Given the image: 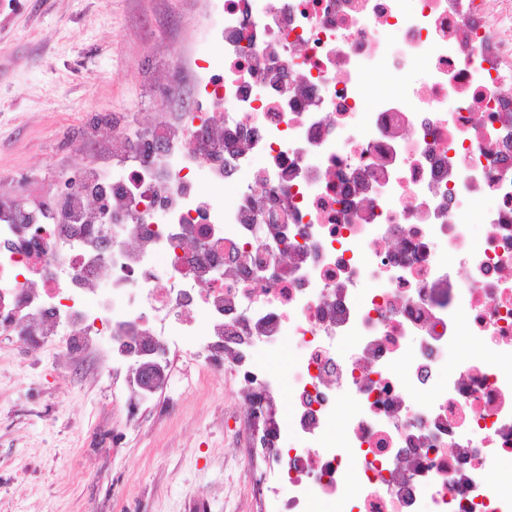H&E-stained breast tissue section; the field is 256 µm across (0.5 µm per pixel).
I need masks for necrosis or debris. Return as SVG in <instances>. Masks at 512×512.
<instances>
[{
    "mask_svg": "<svg viewBox=\"0 0 512 512\" xmlns=\"http://www.w3.org/2000/svg\"><path fill=\"white\" fill-rule=\"evenodd\" d=\"M203 26L175 121L0 206V328L108 341L134 403L141 347L231 364L267 404L261 512H512V0H208Z\"/></svg>",
    "mask_w": 512,
    "mask_h": 512,
    "instance_id": "obj_1",
    "label": "necrosis or debris"
}]
</instances>
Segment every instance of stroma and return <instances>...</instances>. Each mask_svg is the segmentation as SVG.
Masks as SVG:
<instances>
[{
    "label": "stroma",
    "instance_id": "1",
    "mask_svg": "<svg viewBox=\"0 0 512 512\" xmlns=\"http://www.w3.org/2000/svg\"><path fill=\"white\" fill-rule=\"evenodd\" d=\"M204 0H0V202L34 209L59 176L110 165L112 123L174 117ZM70 338L0 335V512H258L245 403L172 362L151 405Z\"/></svg>",
    "mask_w": 512,
    "mask_h": 512
}]
</instances>
